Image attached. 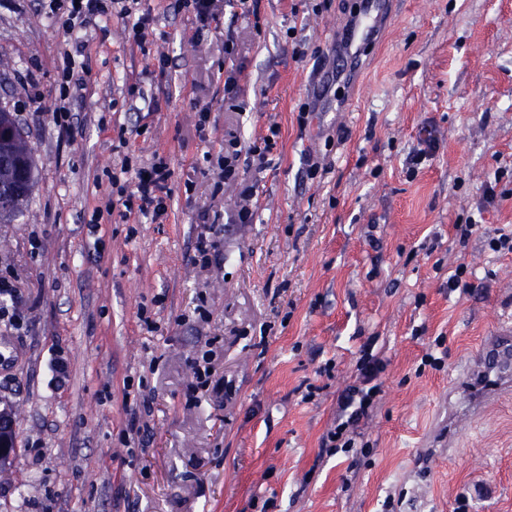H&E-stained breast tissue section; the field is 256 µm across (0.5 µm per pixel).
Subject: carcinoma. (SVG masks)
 Wrapping results in <instances>:
<instances>
[{"instance_id": "obj_1", "label": "carcinoma", "mask_w": 512, "mask_h": 512, "mask_svg": "<svg viewBox=\"0 0 512 512\" xmlns=\"http://www.w3.org/2000/svg\"><path fill=\"white\" fill-rule=\"evenodd\" d=\"M0 223L16 219L26 208L34 183L36 159L32 147L17 123L12 112L0 108ZM24 158L28 162L29 186L18 182L17 161Z\"/></svg>"}]
</instances>
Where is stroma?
Returning a JSON list of instances; mask_svg holds the SVG:
<instances>
[{
	"label": "stroma",
	"instance_id": "stroma-1",
	"mask_svg": "<svg viewBox=\"0 0 512 512\" xmlns=\"http://www.w3.org/2000/svg\"><path fill=\"white\" fill-rule=\"evenodd\" d=\"M358 2L255 0L247 19L215 0L222 25L200 32L174 0H142L159 34L143 49L131 20L66 30L56 0H0V105L39 159L24 214L0 224L15 317L0 337L21 354L0 369L16 423L0 512H512V393L441 444L449 386L512 319V253L486 245L512 232V0H394L361 68L316 95ZM273 124L269 166L246 173L253 220L236 223L218 156ZM156 154L166 221L98 218L110 173L131 180L122 158ZM461 264L469 289L449 292ZM366 345L385 364L368 446L322 447ZM207 346L222 399L191 389Z\"/></svg>",
	"mask_w": 512,
	"mask_h": 512
}]
</instances>
